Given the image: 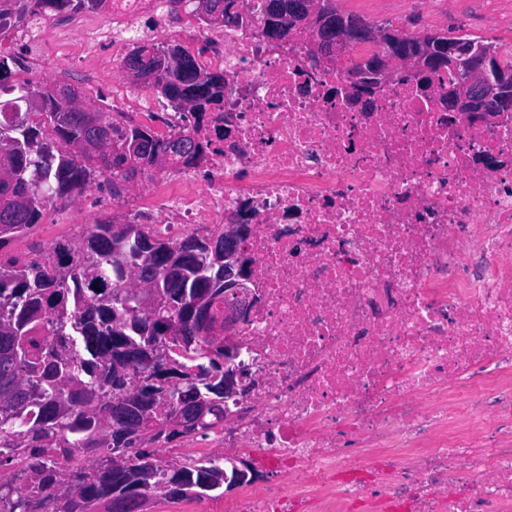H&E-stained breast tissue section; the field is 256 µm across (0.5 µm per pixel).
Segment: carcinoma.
<instances>
[{
  "label": "carcinoma",
  "instance_id": "1",
  "mask_svg": "<svg viewBox=\"0 0 512 512\" xmlns=\"http://www.w3.org/2000/svg\"><path fill=\"white\" fill-rule=\"evenodd\" d=\"M191 15L224 25L245 4L264 20V34L275 41L293 35L326 39L323 19L336 21V0H319L317 16L307 0H192ZM105 0H15L20 18L46 10L98 9ZM342 22L374 33L381 52L352 65L368 72L365 84L380 83L378 69L395 47L418 51L459 34L467 44L493 53L497 67L512 74V61L497 46L462 30L409 35L392 26H374L355 14ZM154 52L172 63L150 65L142 83L195 118L220 109L224 73L200 68L181 44L157 45ZM441 70L456 83L469 76L468 59L457 56ZM13 95L9 113L0 112V154L15 177L0 176V252L39 223L55 197L82 193L112 177V193L143 175L128 153L135 142L151 146L158 168H195L205 159L194 130L185 127L162 139L141 126H112L107 113L82 105L62 107L70 86L34 88L28 82L0 90ZM99 140L107 150L86 154L85 143ZM183 144L178 150L175 143ZM131 225L110 221L80 238L53 246L50 256L0 260V512H114L113 494L150 488L167 481L182 486L181 498L202 500L224 487V464L163 461L145 453L152 465L115 466L112 449L129 448L142 433L166 445L180 433L166 432L186 405L204 411L206 431L224 420V342L198 336L207 318L205 300L224 303V250L209 249L205 237L190 235L176 244L147 231L132 236ZM158 293L150 306L135 288ZM164 347L184 382L138 392L131 388L148 351ZM37 484L38 492L29 490Z\"/></svg>",
  "mask_w": 512,
  "mask_h": 512
}]
</instances>
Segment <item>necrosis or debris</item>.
I'll list each match as a JSON object with an SVG mask.
<instances>
[{
    "instance_id": "1",
    "label": "necrosis or debris",
    "mask_w": 512,
    "mask_h": 512,
    "mask_svg": "<svg viewBox=\"0 0 512 512\" xmlns=\"http://www.w3.org/2000/svg\"><path fill=\"white\" fill-rule=\"evenodd\" d=\"M126 30L170 32L165 0H108ZM243 10L197 26L202 68L224 73V109L202 122L198 172H146L109 206L159 238L249 225L251 315L231 345L247 368L205 442L175 456L263 465L241 494L182 512H512V112L484 124L448 110V76L356 90L351 61L271 41ZM85 16L52 42L11 26L34 85L53 54L126 40ZM112 120L177 134L187 120L149 89L112 86ZM495 158L483 164L485 155Z\"/></svg>"
}]
</instances>
